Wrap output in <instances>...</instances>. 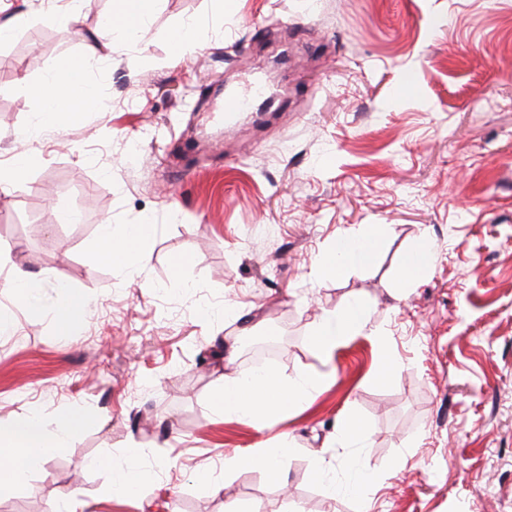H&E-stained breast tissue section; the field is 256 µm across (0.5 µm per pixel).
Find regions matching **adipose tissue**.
Returning <instances> with one entry per match:
<instances>
[{"label": "adipose tissue", "instance_id": "obj_1", "mask_svg": "<svg viewBox=\"0 0 512 512\" xmlns=\"http://www.w3.org/2000/svg\"><path fill=\"white\" fill-rule=\"evenodd\" d=\"M153 0H118L111 23L104 28L103 37L129 36L145 23ZM31 95L43 106L48 123L56 124L77 114L93 109L97 100L89 87L82 62L68 61L56 69L44 82L29 85ZM153 231L152 226H139L137 231H113L111 225L101 228V245L96 258L125 268L138 261V246ZM382 225L371 224L355 235L337 240L317 263V273L323 277L343 274L371 263L376 253ZM354 336L381 339L380 331L369 328L366 304L361 299L345 302L341 307L323 311L313 327L311 343L320 354L328 355ZM325 380L319 371H309L295 378H283L266 370L252 379L229 372L215 396L217 409L250 419L256 425L273 424L276 415L291 406L308 401ZM89 422L85 412L66 413L56 428H47L44 420L36 416L0 421V448L11 451L8 460L0 461V497L9 495L42 464L54 449L65 447L70 437ZM291 454L286 445L259 446L225 457L224 468L231 471L245 466L261 469L276 488H283V465Z\"/></svg>", "mask_w": 512, "mask_h": 512}]
</instances>
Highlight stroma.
<instances>
[{"label":"stroma","mask_w":512,"mask_h":512,"mask_svg":"<svg viewBox=\"0 0 512 512\" xmlns=\"http://www.w3.org/2000/svg\"><path fill=\"white\" fill-rule=\"evenodd\" d=\"M114 8L80 0L69 22L33 18L0 44V169L18 134L38 155L0 194V279L38 286L32 300L0 292L16 311L0 419L90 417L0 512H52L65 492L84 512H359L327 497L311 461L348 483L363 450L372 512H512V0H155L140 38L88 63L110 108L45 125L27 84L82 57ZM185 26L197 48L182 56L171 36ZM248 81L264 108L215 122ZM58 205L77 220L57 222ZM104 224L153 225L136 268L95 259ZM367 224L386 227L373 263L317 278L320 255ZM423 240L435 265L400 287ZM64 290L88 305L65 335L47 314ZM355 297L405 364L388 382L372 379L366 337L328 362L310 341L323 310ZM249 335L275 338L281 376L332 372L269 429L213 405ZM349 410L365 448L338 443ZM283 442L287 493L224 470L225 454ZM101 457L111 470L90 467ZM129 471L140 490L111 493Z\"/></svg>","instance_id":"stroma-1"}]
</instances>
